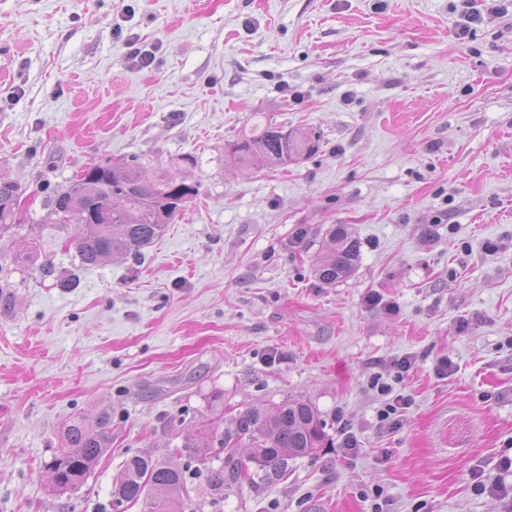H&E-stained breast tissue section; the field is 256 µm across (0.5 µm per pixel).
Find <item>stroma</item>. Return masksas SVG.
<instances>
[{"instance_id":"35a3bbf8","label":"stroma","mask_w":512,"mask_h":512,"mask_svg":"<svg viewBox=\"0 0 512 512\" xmlns=\"http://www.w3.org/2000/svg\"><path fill=\"white\" fill-rule=\"evenodd\" d=\"M258 112L318 149L230 164ZM182 153L199 193L139 259L82 265L40 221L45 186ZM0 174L30 199L0 231V512H112L130 456L186 465L203 425L291 395L331 447L201 512H512L477 489L512 485V0H0ZM336 224L360 257L328 285ZM104 411L110 450L57 492L65 426Z\"/></svg>"}]
</instances>
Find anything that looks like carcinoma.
Segmentation results:
<instances>
[{"mask_svg": "<svg viewBox=\"0 0 512 512\" xmlns=\"http://www.w3.org/2000/svg\"><path fill=\"white\" fill-rule=\"evenodd\" d=\"M319 138L299 129L271 124L255 125L228 144L227 158L234 165H256L275 160L283 164L313 153ZM192 153L176 156L171 170L154 179L145 177L136 156L119 165L95 164L67 185L54 187L43 199L42 224L75 226V248L81 263L96 265L107 257L138 252L162 236L166 226L198 195V188L179 176L195 167ZM20 184L0 175V229L17 223ZM332 247L315 263V275L325 284L349 278L359 259V244L338 224L329 233ZM326 423L306 400L288 397L271 406H251L238 413L234 427L206 428V445L195 448L193 459L206 468L210 504L224 500V491L248 483L282 478L288 461L326 446ZM112 416L101 412L79 416L64 429V448L48 465L50 480L61 492L76 491L99 458L108 451ZM220 462L214 467L212 461ZM150 454H138L124 463L112 488L113 512L145 502L148 512H184L178 493L186 486V473Z\"/></svg>", "mask_w": 512, "mask_h": 512, "instance_id": "cac0c4a2", "label": "carcinoma"}]
</instances>
